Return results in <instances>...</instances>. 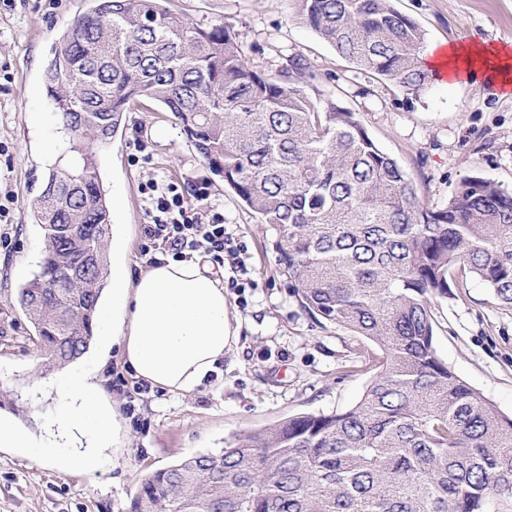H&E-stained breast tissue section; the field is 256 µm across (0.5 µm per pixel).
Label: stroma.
<instances>
[{
    "label": "stroma",
    "mask_w": 512,
    "mask_h": 512,
    "mask_svg": "<svg viewBox=\"0 0 512 512\" xmlns=\"http://www.w3.org/2000/svg\"><path fill=\"white\" fill-rule=\"evenodd\" d=\"M89 0L0 2V414L37 443L58 441L61 372H38L34 331L17 303L20 286L43 258L44 241L32 203L52 168L67 158L44 85L51 49ZM413 19L426 43L465 38L512 48V0H392ZM193 24H231L250 65L276 75L289 54L301 55L324 96L357 112L379 146L394 157L423 207L447 204L460 181L480 177L512 188V94L480 76L449 86L431 82L420 95L374 77L340 57L296 19L295 0H162ZM57 157L46 162L43 147ZM111 221L123 225L129 262L143 253L148 223L144 185L153 178L191 189L206 182L210 205L244 263L237 285H225L237 340L218 375L189 394L172 395L135 379L117 348L92 341L75 367L100 385L118 412L113 438L98 445L100 465L76 467L0 450V512H132L142 479L195 453L220 451L289 416L330 414L353 407L380 366L379 346L308 313L279 265L275 232L239 203L222 176L188 143L173 115L144 103L126 112L112 139L95 147ZM439 360L512 417V305L472 277L432 305Z\"/></svg>",
    "instance_id": "stroma-1"
}]
</instances>
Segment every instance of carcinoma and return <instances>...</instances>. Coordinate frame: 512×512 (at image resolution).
Masks as SVG:
<instances>
[{
	"instance_id": "cac0c4a2",
	"label": "carcinoma",
	"mask_w": 512,
	"mask_h": 512,
	"mask_svg": "<svg viewBox=\"0 0 512 512\" xmlns=\"http://www.w3.org/2000/svg\"><path fill=\"white\" fill-rule=\"evenodd\" d=\"M344 59L419 94L425 34L391 0H295ZM290 56L251 68L227 24L190 25L158 0H92L52 48L47 95L68 160L34 213L40 270L18 291L44 370L88 350L107 277L111 205L93 146L125 112L161 104L241 202L276 233L311 314L385 354L361 400L290 416L147 475L133 512H512V417L443 364L432 301L472 273L512 304V190L463 179L438 210L357 113L313 100Z\"/></svg>"
}]
</instances>
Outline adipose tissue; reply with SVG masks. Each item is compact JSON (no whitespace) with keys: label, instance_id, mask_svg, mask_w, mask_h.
Returning a JSON list of instances; mask_svg holds the SVG:
<instances>
[{"label":"adipose tissue","instance_id":"ef3b65f1","mask_svg":"<svg viewBox=\"0 0 512 512\" xmlns=\"http://www.w3.org/2000/svg\"><path fill=\"white\" fill-rule=\"evenodd\" d=\"M423 59L436 79L458 84L460 77L488 75L500 87L512 86V49L460 42L429 46ZM128 242L112 236V303L99 305L95 333L113 344L136 378L172 394H187L218 372L224 352L236 339L224 287L201 258H160L131 271ZM61 434L85 430L108 433L116 420L99 387L79 371L61 382Z\"/></svg>","mask_w":512,"mask_h":512}]
</instances>
